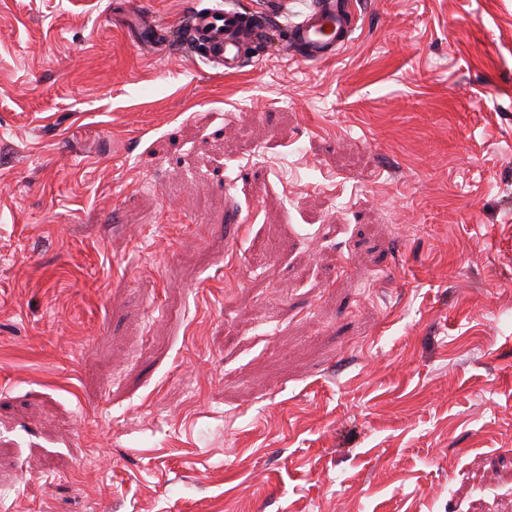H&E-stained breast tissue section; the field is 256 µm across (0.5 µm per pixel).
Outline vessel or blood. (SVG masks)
<instances>
[{
	"label": "vessel or blood",
	"mask_w": 512,
	"mask_h": 512,
	"mask_svg": "<svg viewBox=\"0 0 512 512\" xmlns=\"http://www.w3.org/2000/svg\"><path fill=\"white\" fill-rule=\"evenodd\" d=\"M261 12L285 16L283 41L305 63L335 57L356 28L352 0H264ZM113 19L128 40L150 51L156 50L161 36L168 33L167 27L153 21L134 0H122ZM244 24L237 8L222 0L193 9L186 23L187 51L195 53L201 46L209 61L227 69L241 68L246 49L238 33Z\"/></svg>",
	"instance_id": "1"
}]
</instances>
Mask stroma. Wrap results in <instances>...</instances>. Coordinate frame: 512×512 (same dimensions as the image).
I'll use <instances>...</instances> for the list:
<instances>
[{
	"instance_id": "1",
	"label": "stroma",
	"mask_w": 512,
	"mask_h": 512,
	"mask_svg": "<svg viewBox=\"0 0 512 512\" xmlns=\"http://www.w3.org/2000/svg\"><path fill=\"white\" fill-rule=\"evenodd\" d=\"M114 3L0 0V512H512V0ZM113 19L128 40L153 53L161 36L170 32L169 28L153 21L152 14L138 8L133 0L122 1ZM201 8H194L186 23L187 54L193 56L198 46H203L209 61L225 69L241 68L245 61L246 47L239 41L238 33L246 24L242 13L230 1H213ZM295 11L288 16V1H262L254 18L258 24L262 15H284L283 41L299 51L304 63H321L335 57L349 42L356 28L353 2L345 0H292ZM295 18L296 20H293Z\"/></svg>"
}]
</instances>
